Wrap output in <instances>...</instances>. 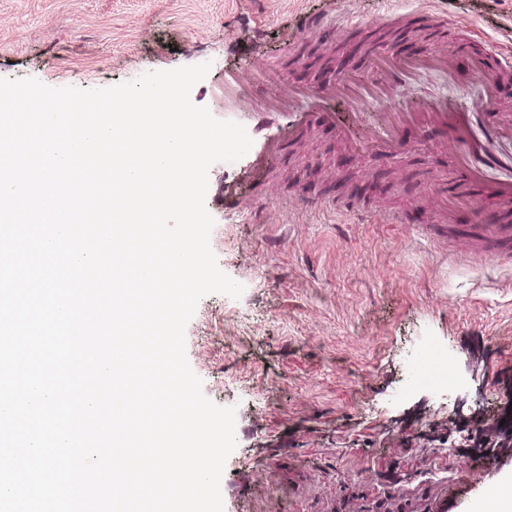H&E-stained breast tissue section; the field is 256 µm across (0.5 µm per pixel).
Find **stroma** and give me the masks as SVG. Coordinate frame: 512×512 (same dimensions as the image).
<instances>
[{"label": "stroma", "instance_id": "obj_1", "mask_svg": "<svg viewBox=\"0 0 512 512\" xmlns=\"http://www.w3.org/2000/svg\"><path fill=\"white\" fill-rule=\"evenodd\" d=\"M425 11L440 33L416 27ZM400 31L401 50L464 67L512 48V0H0V78L102 89L206 62L190 98L214 112L225 71L331 88L304 53ZM441 140L409 130L398 157L357 155L317 121L264 178L210 167V246L244 293L203 297L185 339L204 395L236 409L224 512H470L512 475L486 426L512 402V269L438 257L430 235L471 251L460 221L503 205L444 201L460 175ZM432 347L454 379L442 392L411 380Z\"/></svg>", "mask_w": 512, "mask_h": 512}]
</instances>
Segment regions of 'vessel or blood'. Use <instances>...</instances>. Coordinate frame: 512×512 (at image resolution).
<instances>
[{"instance_id": "1", "label": "vessel or blood", "mask_w": 512, "mask_h": 512, "mask_svg": "<svg viewBox=\"0 0 512 512\" xmlns=\"http://www.w3.org/2000/svg\"><path fill=\"white\" fill-rule=\"evenodd\" d=\"M495 58L499 67L511 68L512 55L492 51L490 56H476L471 68L457 70L448 58L429 53L406 60L402 66L371 55L373 77L369 80L346 78L344 68H337V86L346 102L348 114L337 118L331 112L327 92H314L299 85L284 86L279 95L268 96L266 86L275 75L261 70L251 80L234 74L224 76V110L218 118L243 125L252 140L250 150L237 161L224 165L225 176L248 169L253 175L267 174L277 165L286 146L307 129L313 120L337 124L343 142L352 150L370 146L387 154L400 153V132L410 125L421 130L437 127L445 131L443 142L454 156L469 183L493 187L505 199H512V126L485 127L482 115L498 103L497 85L487 58ZM426 70L443 72L449 90L437 93L417 112H388L383 117L366 121L367 104L380 103L401 94L403 89ZM474 87L480 92L477 109L462 108L452 93L456 87ZM471 235L478 243V254L492 263L512 266V225L477 224Z\"/></svg>"}]
</instances>
